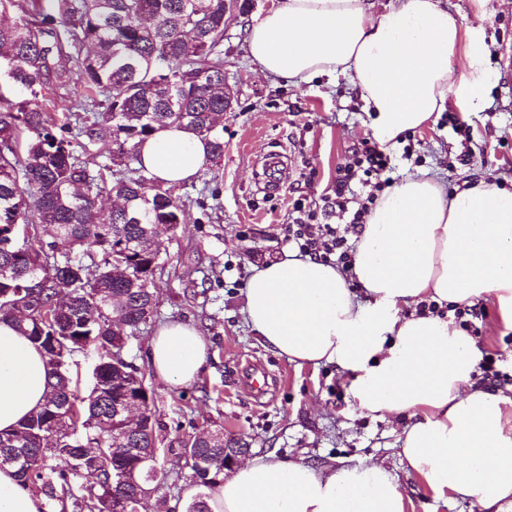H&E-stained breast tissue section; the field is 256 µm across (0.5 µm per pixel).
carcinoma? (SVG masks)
Segmentation results:
<instances>
[{
    "instance_id": "cac0c4a2",
    "label": "carcinoma",
    "mask_w": 512,
    "mask_h": 512,
    "mask_svg": "<svg viewBox=\"0 0 512 512\" xmlns=\"http://www.w3.org/2000/svg\"><path fill=\"white\" fill-rule=\"evenodd\" d=\"M17 20L0 25V314L42 350L50 391L20 429L0 435L10 464L48 512L68 501L88 512H141L133 484L117 481L154 447L161 427L148 399L143 424L127 429L116 405L138 368L120 357L153 322L160 249L147 248L158 224L184 223L173 188L139 166L138 142L177 125L224 157V0H0ZM80 92L63 107L41 103L53 83ZM111 138L97 147L100 132ZM117 190L124 208L100 199ZM51 227L46 242L41 229ZM95 346L88 398L71 386L68 360L85 339ZM67 415L77 438L46 426ZM224 438L182 442L192 482L211 489L224 476Z\"/></svg>"
}]
</instances>
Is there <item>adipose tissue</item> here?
I'll return each mask as SVG.
<instances>
[{"instance_id":"ef3b65f1","label":"adipose tissue","mask_w":512,"mask_h":512,"mask_svg":"<svg viewBox=\"0 0 512 512\" xmlns=\"http://www.w3.org/2000/svg\"><path fill=\"white\" fill-rule=\"evenodd\" d=\"M247 52L265 77L300 84L345 78L373 136L395 145L455 103L484 105L487 46L446 0H274L247 31ZM464 56L469 74L452 80ZM145 170L164 186L196 179L211 162L205 140L176 126L140 144ZM350 272L296 252L268 262L245 290L246 322L297 365H336L361 409L405 419L401 454L435 498L479 512H512V396L477 384L479 341L440 311L484 299L512 331V191L487 180L462 189L410 176L380 195L351 238ZM437 312H420L424 303ZM207 360L200 332L182 321L150 341L155 376L194 382ZM43 355L14 322L0 320V432L45 402ZM210 512H406L384 464H314L266 454L238 464L207 497ZM0 512H47L0 470Z\"/></svg>"}]
</instances>
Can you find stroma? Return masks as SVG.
<instances>
[{
	"label": "stroma",
	"instance_id": "obj_1",
	"mask_svg": "<svg viewBox=\"0 0 512 512\" xmlns=\"http://www.w3.org/2000/svg\"><path fill=\"white\" fill-rule=\"evenodd\" d=\"M273 0H251L224 32V80L233 92L222 122L224 157L196 180L177 187L187 221L160 238L156 321L194 325L208 346L207 362L193 383L173 388L150 375L147 327L131 339L126 357L147 373L165 449L164 484L147 500V512H184L190 473L180 456L183 440L220 428L225 441L244 440L248 456L274 452L315 463L384 462L409 499L408 512H478L463 501L434 500L400 455L403 424L367 415L335 366H297L267 348L247 325L244 288L264 264L291 252L286 235L302 200L324 224L336 223L327 199L338 167L372 135L373 113L364 111L346 81L320 77L294 85L261 75L251 62L246 27ZM468 20L485 15L486 66L499 71L512 52V0H449ZM467 126L456 134L439 119L388 148L395 181L424 170L449 188L476 179L512 188V94L487 91L479 111L450 105ZM470 333L494 359L492 389L512 390V332H504L494 306ZM268 381L255 396L244 381L249 365Z\"/></svg>",
	"mask_w": 512,
	"mask_h": 512
}]
</instances>
